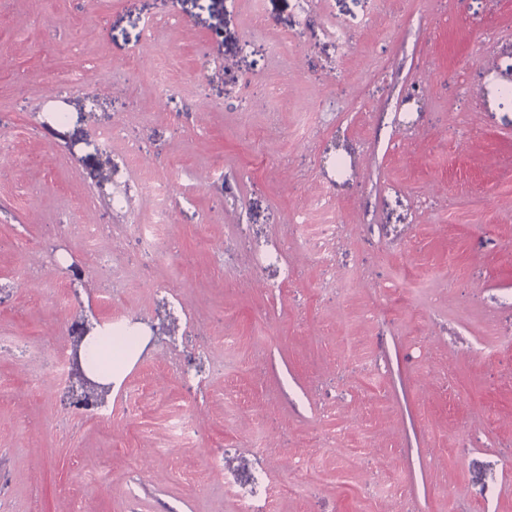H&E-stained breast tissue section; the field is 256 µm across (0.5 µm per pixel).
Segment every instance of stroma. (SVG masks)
Segmentation results:
<instances>
[{
	"label": "stroma",
	"mask_w": 512,
	"mask_h": 512,
	"mask_svg": "<svg viewBox=\"0 0 512 512\" xmlns=\"http://www.w3.org/2000/svg\"><path fill=\"white\" fill-rule=\"evenodd\" d=\"M1 133L0 512H512V0H0ZM92 314L142 340L103 413ZM135 191L142 196L150 197L155 202H159L155 210L153 224L136 225V230L140 234L147 252H150L158 231L167 224H172V215L166 205L170 188L166 182L158 179L149 171L143 170ZM93 328L89 319L83 317L80 322L75 324V334L71 347V372H70V356L66 346L57 347L54 350L56 360L55 376L59 384L66 382L69 376L68 390L74 396L78 389L84 391V396L90 390L95 392L99 398L96 397V405L105 403V397L110 391V386H102V384L117 383L115 365L117 362H122L131 358L140 347L139 336H127V332L121 321L115 320L112 325V332L109 328H94L88 335L82 350L81 362V346L87 334ZM87 375L95 380L91 381L86 377ZM91 392V391H89Z\"/></svg>",
	"instance_id": "stroma-1"
}]
</instances>
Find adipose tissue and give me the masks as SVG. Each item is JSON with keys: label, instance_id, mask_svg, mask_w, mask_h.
I'll use <instances>...</instances> for the list:
<instances>
[{"label": "adipose tissue", "instance_id": "1", "mask_svg": "<svg viewBox=\"0 0 512 512\" xmlns=\"http://www.w3.org/2000/svg\"><path fill=\"white\" fill-rule=\"evenodd\" d=\"M139 347V337L115 336L110 329L97 327L82 347V366L96 382L112 384L116 381V363L131 358Z\"/></svg>", "mask_w": 512, "mask_h": 512}]
</instances>
